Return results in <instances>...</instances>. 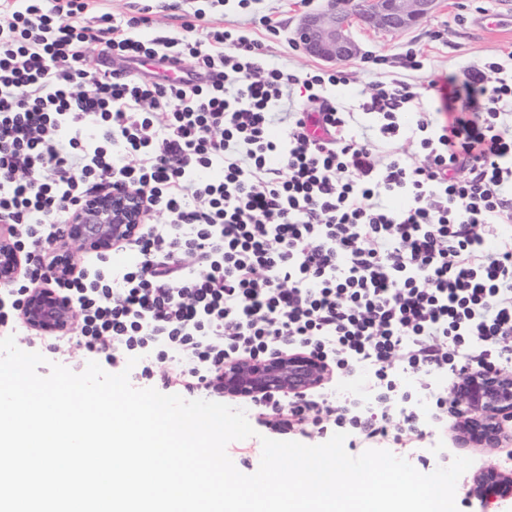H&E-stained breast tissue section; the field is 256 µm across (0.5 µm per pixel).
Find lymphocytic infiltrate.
<instances>
[{"label": "lymphocytic infiltrate", "instance_id": "f902f5d3", "mask_svg": "<svg viewBox=\"0 0 512 512\" xmlns=\"http://www.w3.org/2000/svg\"><path fill=\"white\" fill-rule=\"evenodd\" d=\"M103 2L0 0V223L28 257L0 289V330L25 331L24 293L46 285L75 304L65 341L111 366L139 354L164 389L293 349L363 367L388 409L349 414L323 387L250 406L280 435L347 426L395 448L425 436L400 374L512 362V52L431 80L426 109L401 79L341 104L343 72L266 63L223 0H192L176 33L154 30L152 6ZM96 53L111 67L90 69ZM150 61L198 81L141 73ZM296 82L306 101L285 106ZM102 187L146 198L119 245L137 260L58 275L59 230Z\"/></svg>", "mask_w": 512, "mask_h": 512}]
</instances>
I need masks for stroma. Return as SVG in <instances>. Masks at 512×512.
I'll return each instance as SVG.
<instances>
[{"instance_id":"35a3bbf8","label":"stroma","mask_w":512,"mask_h":512,"mask_svg":"<svg viewBox=\"0 0 512 512\" xmlns=\"http://www.w3.org/2000/svg\"><path fill=\"white\" fill-rule=\"evenodd\" d=\"M327 7V0H253L248 7H241L238 0H224L226 26L249 31L253 38L263 43L265 60L286 73L302 76L306 71L319 67V59L305 54L295 41L298 19L306 13L320 12ZM494 13L498 19L492 26L479 22L482 14ZM269 16L279 26L278 35L269 34L258 19ZM361 45L358 58L338 63V70L349 78L348 85L336 87L332 95L336 100H350L357 92L368 90L377 79L407 78L419 91H426L429 81L441 73L462 74L466 66L480 63L501 53L512 51V14L502 13L500 0H440L437 9L427 19L414 27L387 35L372 29L356 30ZM419 51L424 57V67L419 71L401 68V57L407 50ZM384 57V65L370 70L367 62L373 57ZM17 346L27 352L43 355L40 375H47L50 363L61 364L73 372H83L92 354L77 345H64L54 337L44 336L30 342L28 336L16 338ZM421 455L427 457L430 468L451 463L457 456L473 461V470L500 464L512 447L488 450L485 448H458L452 432L434 428L433 435L423 447Z\"/></svg>"}]
</instances>
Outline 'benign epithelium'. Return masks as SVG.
I'll use <instances>...</instances> for the list:
<instances>
[{
    "mask_svg": "<svg viewBox=\"0 0 512 512\" xmlns=\"http://www.w3.org/2000/svg\"><path fill=\"white\" fill-rule=\"evenodd\" d=\"M438 0H328V9L303 15L295 41L309 56L325 62L355 58L361 48L352 30L369 27L395 34L430 15ZM140 193L123 190L87 200L66 225L65 239L78 249L89 248L104 261L115 244L134 236L143 223ZM25 256L17 233L0 225V286L20 280ZM20 315L26 325L44 336L67 332L74 319L68 298L52 288L26 291ZM325 361L306 352L283 354L271 360L240 359L224 365L215 382L219 393L231 399L301 393L327 382ZM452 410L457 441L465 447L503 448L512 444V373L475 369L453 382ZM468 496L489 507L512 499V473L491 466L476 474Z\"/></svg>",
    "mask_w": 512,
    "mask_h": 512,
    "instance_id": "1",
    "label": "benign epithelium"
}]
</instances>
